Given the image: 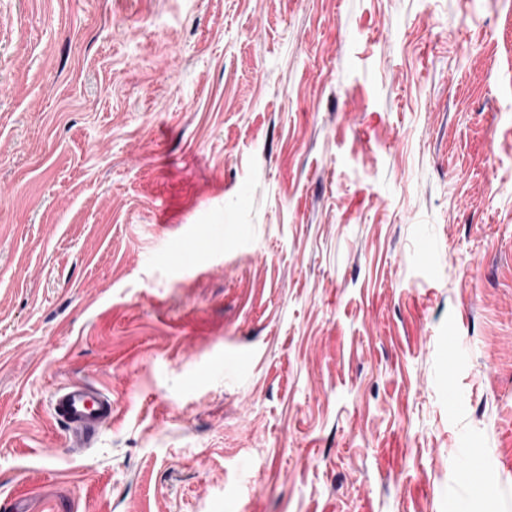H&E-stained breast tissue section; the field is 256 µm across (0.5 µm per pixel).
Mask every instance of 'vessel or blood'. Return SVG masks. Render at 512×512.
Here are the masks:
<instances>
[{
    "instance_id": "vessel-or-blood-1",
    "label": "vessel or blood",
    "mask_w": 512,
    "mask_h": 512,
    "mask_svg": "<svg viewBox=\"0 0 512 512\" xmlns=\"http://www.w3.org/2000/svg\"><path fill=\"white\" fill-rule=\"evenodd\" d=\"M52 408L56 420L66 424L70 432V446L89 447L105 426L112 422V398L98 387L74 383L58 389Z\"/></svg>"
}]
</instances>
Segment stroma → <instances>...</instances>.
<instances>
[{"label": "stroma", "instance_id": "1", "mask_svg": "<svg viewBox=\"0 0 512 512\" xmlns=\"http://www.w3.org/2000/svg\"><path fill=\"white\" fill-rule=\"evenodd\" d=\"M11 502L512 512V0H0ZM55 419L70 432V447L88 448L98 432L112 423V397L103 389L74 383L54 393Z\"/></svg>", "mask_w": 512, "mask_h": 512}]
</instances>
